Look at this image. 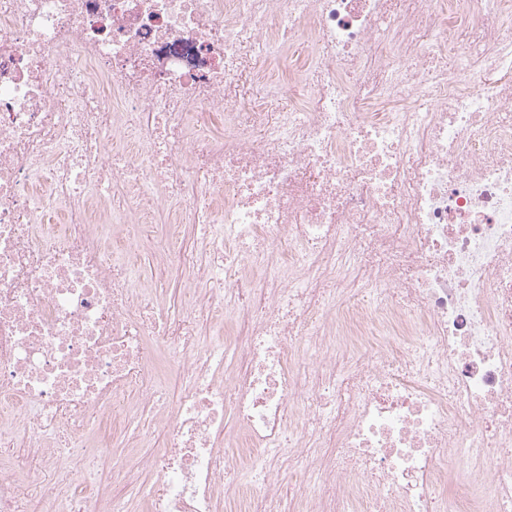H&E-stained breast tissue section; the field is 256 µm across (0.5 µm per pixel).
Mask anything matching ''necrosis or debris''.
I'll use <instances>...</instances> for the list:
<instances>
[{"instance_id":"1","label":"necrosis or debris","mask_w":512,"mask_h":512,"mask_svg":"<svg viewBox=\"0 0 512 512\" xmlns=\"http://www.w3.org/2000/svg\"><path fill=\"white\" fill-rule=\"evenodd\" d=\"M166 375L109 500L75 455ZM3 448L0 512L28 458L43 512H512V0H0ZM138 276L146 288L152 289L157 301L169 307L178 325L186 314L182 299L186 295L187 288H183V282L175 275L160 273L150 246H145L141 250ZM25 473H28L24 481L25 490L28 493V508L32 512H39L45 495L53 488L54 480L35 463L29 464Z\"/></svg>"}]
</instances>
